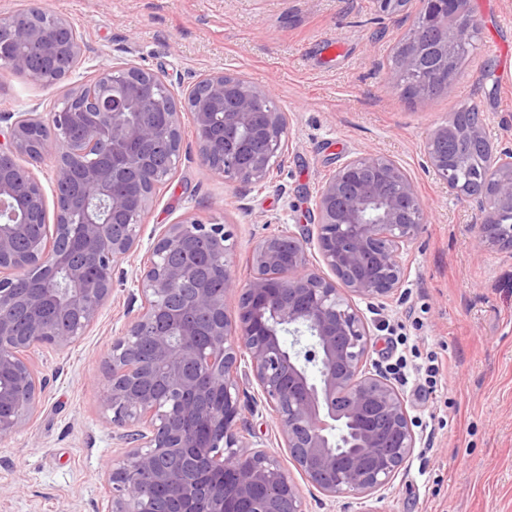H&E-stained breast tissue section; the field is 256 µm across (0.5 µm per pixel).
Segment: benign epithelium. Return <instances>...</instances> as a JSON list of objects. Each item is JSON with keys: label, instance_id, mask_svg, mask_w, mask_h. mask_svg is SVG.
<instances>
[{"label": "benign epithelium", "instance_id": "1", "mask_svg": "<svg viewBox=\"0 0 512 512\" xmlns=\"http://www.w3.org/2000/svg\"><path fill=\"white\" fill-rule=\"evenodd\" d=\"M420 3L415 23L434 37L408 42L402 68L445 74L479 21L463 15V0ZM62 48L78 59L81 38L35 5L0 21V61L35 81L50 83L35 63ZM182 103L204 165L236 186L270 183L289 152L287 115L234 73L205 75L181 102L153 70L118 63L43 117L18 113L0 134V438L26 424L44 391L23 352L66 348L112 294L114 268L138 242L157 181L179 162ZM482 126L478 112L465 135L451 121L435 128L426 163L463 195L458 164L474 149L485 153V170L472 178L481 183L476 246L512 251V224L489 219L512 211V149L493 147ZM74 154L89 157L76 181ZM48 156L54 231L33 234L47 224V203L31 168ZM315 209L316 236L283 231L253 247L255 274L243 287L231 274L226 225L185 216L156 238L136 276L140 308L105 358L100 410L125 429L127 444L107 467L105 512H305L278 457L242 430L243 351L306 481L329 498L382 502L419 439L403 395L366 367L371 330L357 301L381 307L398 292L426 206L396 160L365 153L336 169ZM313 248L330 274L310 261Z\"/></svg>", "mask_w": 512, "mask_h": 512}]
</instances>
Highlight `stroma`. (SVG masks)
Wrapping results in <instances>:
<instances>
[{
	"label": "stroma",
	"mask_w": 512,
	"mask_h": 512,
	"mask_svg": "<svg viewBox=\"0 0 512 512\" xmlns=\"http://www.w3.org/2000/svg\"><path fill=\"white\" fill-rule=\"evenodd\" d=\"M79 31L75 71L47 87L0 70V114L48 113L72 86L113 63L158 73L182 93L226 71L268 90L288 114V155L269 186L244 192L201 161L190 115L183 152L140 230L136 250L116 266L97 321L65 351L31 350L47 382L18 433L0 440V512H101L106 470L125 450L100 414L104 359L131 318L135 273L164 225L187 215L231 225V271L254 275L252 245L290 228L312 233L315 200L330 174L364 153L391 157L411 176L427 208L407 276L385 308H364L372 333L367 365L385 361L384 328L402 324L411 343L451 363L436 402L402 387L413 422L432 420L428 453H414L386 490L384 512H512V253H478L477 200L451 192L427 168L425 142L465 103L478 106L487 140L512 148V0H470L477 47L448 88L409 98L391 78L390 57L413 16L386 15L375 0H38ZM244 421L299 471L278 445L274 422L249 368Z\"/></svg>",
	"instance_id": "stroma-1"
}]
</instances>
